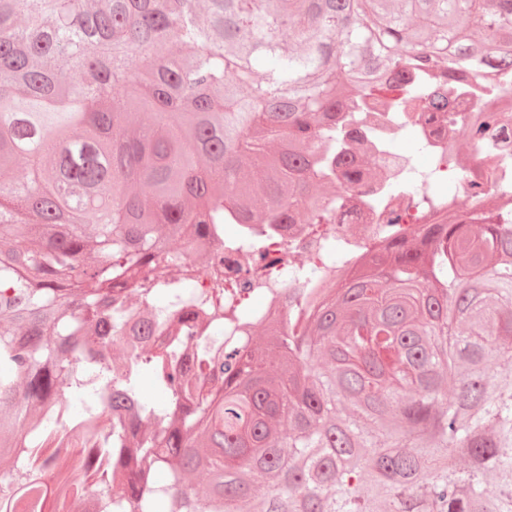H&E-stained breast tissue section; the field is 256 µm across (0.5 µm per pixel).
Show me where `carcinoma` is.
<instances>
[{"mask_svg":"<svg viewBox=\"0 0 512 512\" xmlns=\"http://www.w3.org/2000/svg\"><path fill=\"white\" fill-rule=\"evenodd\" d=\"M345 2L0 0V512L45 476L80 500L91 466L85 512H512L508 208L392 243L361 287L270 323L275 366L204 343L179 374L185 328L146 353V318L112 354V326L207 272L158 280L169 239L330 223L320 188L367 98L412 125L419 91L444 109L458 70L512 67V0ZM145 374L166 403L106 421Z\"/></svg>","mask_w":512,"mask_h":512,"instance_id":"carcinoma-1","label":"carcinoma"}]
</instances>
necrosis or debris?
Segmentation results:
<instances>
[{
    "instance_id": "1",
    "label": "necrosis or debris",
    "mask_w": 512,
    "mask_h": 512,
    "mask_svg": "<svg viewBox=\"0 0 512 512\" xmlns=\"http://www.w3.org/2000/svg\"><path fill=\"white\" fill-rule=\"evenodd\" d=\"M493 85V91L480 98L462 90L447 108L432 111L414 126L429 160L426 180L430 187L420 192L410 179L412 157L394 147L404 126H349V151L337 154L334 166L336 186L346 204L332 212L331 224L321 233L307 224L236 225V235L264 240L263 254L230 251L220 242H212L209 255L223 275H198L185 283L175 305L184 324L193 323L200 298L224 287L226 281L240 278L243 269L256 271L273 260L281 274L268 284L258 303H251L248 290L224 297L230 308L249 304L250 317L207 333L211 341L223 345L250 343L257 329L270 319L287 321L295 298L306 286L295 275L298 268L327 281L378 251L397 234L419 231L444 214L458 213L461 203H468L473 210L487 201L512 205V122L496 125L486 138L470 141L464 163H456L455 152L448 146L450 134H464L468 116L492 110L498 100L512 96V70L499 72Z\"/></svg>"
}]
</instances>
